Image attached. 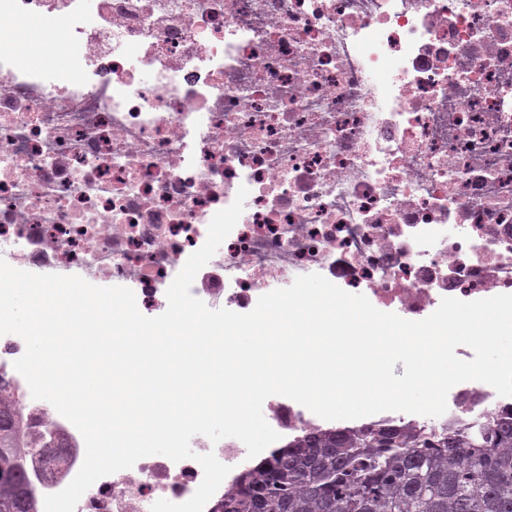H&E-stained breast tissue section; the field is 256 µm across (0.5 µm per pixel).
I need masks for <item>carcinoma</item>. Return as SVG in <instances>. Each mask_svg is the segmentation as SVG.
Segmentation results:
<instances>
[{"mask_svg":"<svg viewBox=\"0 0 512 512\" xmlns=\"http://www.w3.org/2000/svg\"><path fill=\"white\" fill-rule=\"evenodd\" d=\"M0 401V512H37L31 448ZM234 512H512V413L439 431L371 425L313 430L243 473Z\"/></svg>","mask_w":512,"mask_h":512,"instance_id":"carcinoma-1","label":"carcinoma"}]
</instances>
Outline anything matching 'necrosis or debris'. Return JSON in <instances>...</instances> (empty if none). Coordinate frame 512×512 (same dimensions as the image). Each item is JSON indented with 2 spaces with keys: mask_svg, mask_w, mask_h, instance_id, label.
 I'll list each match as a JSON object with an SVG mask.
<instances>
[{
  "mask_svg": "<svg viewBox=\"0 0 512 512\" xmlns=\"http://www.w3.org/2000/svg\"><path fill=\"white\" fill-rule=\"evenodd\" d=\"M70 52L19 66L16 24ZM235 227L191 293L253 310L318 273L409 320L442 298L512 294V0H0V257L34 273L130 288L156 317L214 214L240 186ZM0 381L26 425L64 448L33 460L39 496L78 473L85 443L14 363ZM439 417L371 415L438 427L512 411L488 384L453 387ZM287 445L330 429L295 401L267 398ZM194 447L231 471L215 512L252 466L236 439ZM193 460L156 455L102 477L75 512H150L187 501Z\"/></svg>",
  "mask_w": 512,
  "mask_h": 512,
  "instance_id": "obj_1",
  "label": "necrosis or debris"
}]
</instances>
